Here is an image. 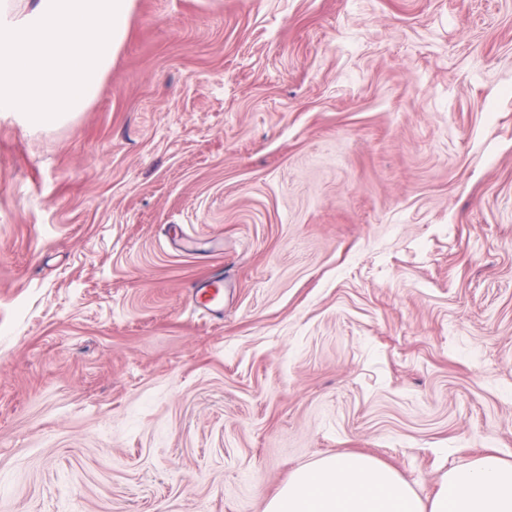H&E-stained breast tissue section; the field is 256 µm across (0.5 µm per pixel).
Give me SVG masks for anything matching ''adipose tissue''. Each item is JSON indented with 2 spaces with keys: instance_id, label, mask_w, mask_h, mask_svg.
Instances as JSON below:
<instances>
[{
  "instance_id": "ef3b65f1",
  "label": "adipose tissue",
  "mask_w": 512,
  "mask_h": 512,
  "mask_svg": "<svg viewBox=\"0 0 512 512\" xmlns=\"http://www.w3.org/2000/svg\"><path fill=\"white\" fill-rule=\"evenodd\" d=\"M264 512H512V461L494 452L445 472L420 497L388 463L360 452L293 470Z\"/></svg>"
}]
</instances>
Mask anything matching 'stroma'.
I'll return each instance as SVG.
<instances>
[{
	"instance_id": "35a3bbf8",
	"label": "stroma",
	"mask_w": 512,
	"mask_h": 512,
	"mask_svg": "<svg viewBox=\"0 0 512 512\" xmlns=\"http://www.w3.org/2000/svg\"><path fill=\"white\" fill-rule=\"evenodd\" d=\"M488 449L512 0H137L85 112L0 116V512H264L349 451L427 497ZM196 288L193 306L205 315L219 313L224 305V274L218 271Z\"/></svg>"
}]
</instances>
